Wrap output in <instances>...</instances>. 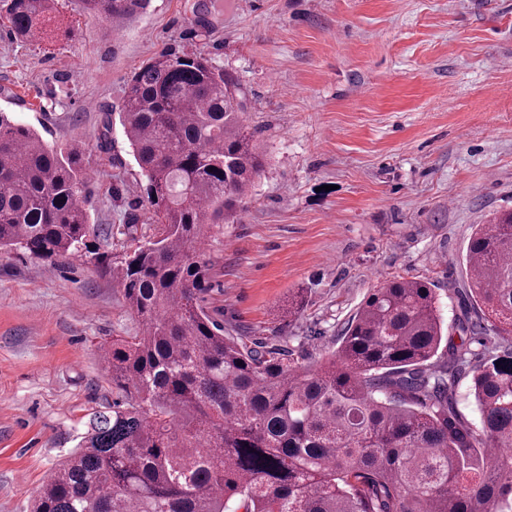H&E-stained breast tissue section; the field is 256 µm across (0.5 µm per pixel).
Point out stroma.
I'll list each match as a JSON object with an SVG mask.
<instances>
[{
	"mask_svg": "<svg viewBox=\"0 0 512 512\" xmlns=\"http://www.w3.org/2000/svg\"><path fill=\"white\" fill-rule=\"evenodd\" d=\"M151 0L122 23L59 0L53 42L0 28V112L83 148L89 220L113 250L147 207L118 114L132 73L200 53L247 95L267 165L215 228L204 305L225 331L321 362L374 288L435 283L468 311L473 225L512 209V0ZM138 330L93 264L0 253V512H31L93 412L122 402L102 344Z\"/></svg>",
	"mask_w": 512,
	"mask_h": 512,
	"instance_id": "35a3bbf8",
	"label": "stroma"
}]
</instances>
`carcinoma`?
<instances>
[{
  "label": "carcinoma",
  "mask_w": 512,
  "mask_h": 512,
  "mask_svg": "<svg viewBox=\"0 0 512 512\" xmlns=\"http://www.w3.org/2000/svg\"><path fill=\"white\" fill-rule=\"evenodd\" d=\"M122 21L150 0H78ZM58 0H6L19 38L48 36ZM233 75L201 54L164 51L131 75L119 118L147 180L152 237L112 252L89 224L88 173L0 112V252L78 259L122 288L139 333L100 347L126 401L92 414L33 512H512V211L471 234L465 262L476 315L466 343L428 365L443 339L436 295L417 279L374 290L338 349L312 367L224 334L206 311L202 244L236 218L264 169ZM471 375L480 413L456 408ZM504 452L492 455L490 449ZM469 387L470 377L465 375L460 379L457 388L458 409L470 423L474 426H478L480 423V414L469 397Z\"/></svg>",
  "instance_id": "1"
}]
</instances>
